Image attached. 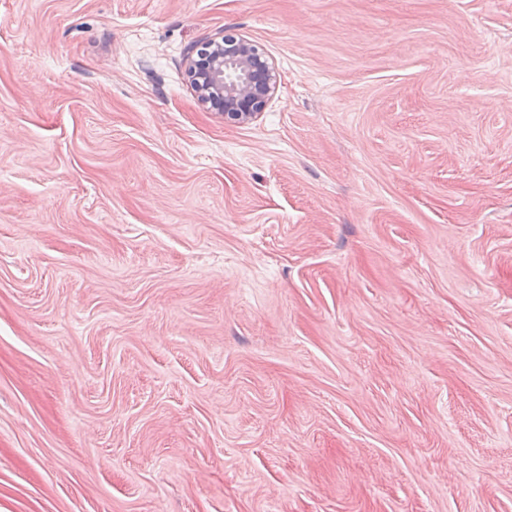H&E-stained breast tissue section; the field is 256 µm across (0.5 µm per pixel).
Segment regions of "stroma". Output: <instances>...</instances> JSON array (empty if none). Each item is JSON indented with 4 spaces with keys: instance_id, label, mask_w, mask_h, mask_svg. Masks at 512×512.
<instances>
[{
    "instance_id": "obj_1",
    "label": "stroma",
    "mask_w": 512,
    "mask_h": 512,
    "mask_svg": "<svg viewBox=\"0 0 512 512\" xmlns=\"http://www.w3.org/2000/svg\"><path fill=\"white\" fill-rule=\"evenodd\" d=\"M0 512H512V0H0ZM184 66L198 102L223 114L227 124L254 119L276 89V69L265 50L231 29L194 45Z\"/></svg>"
}]
</instances>
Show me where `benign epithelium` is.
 Wrapping results in <instances>:
<instances>
[{
	"instance_id": "obj_1",
	"label": "benign epithelium",
	"mask_w": 512,
	"mask_h": 512,
	"mask_svg": "<svg viewBox=\"0 0 512 512\" xmlns=\"http://www.w3.org/2000/svg\"><path fill=\"white\" fill-rule=\"evenodd\" d=\"M184 66L198 102L245 124L264 111L277 84L276 69L256 42L231 29L194 45Z\"/></svg>"
}]
</instances>
